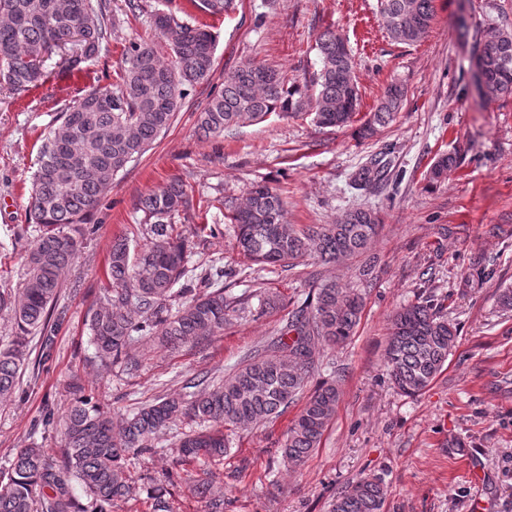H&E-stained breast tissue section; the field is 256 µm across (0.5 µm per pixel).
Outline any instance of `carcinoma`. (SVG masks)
Here are the masks:
<instances>
[{
  "instance_id": "carcinoma-1",
  "label": "carcinoma",
  "mask_w": 512,
  "mask_h": 512,
  "mask_svg": "<svg viewBox=\"0 0 512 512\" xmlns=\"http://www.w3.org/2000/svg\"><path fill=\"white\" fill-rule=\"evenodd\" d=\"M435 0H378V13L394 41H420L435 19ZM235 0H201L204 13L227 15ZM152 25L170 50L163 61L148 42L125 48L116 81L99 85L66 111L41 140L38 168L29 198L35 232L26 257L27 277L19 295L0 291V307H11L16 335L0 346V401L13 397L39 337L34 364L52 357L60 319L55 316L63 275L73 264L93 226L87 218L116 176L141 157L171 126L189 89L206 81L214 67V38L204 24L191 25L169 12L152 14ZM112 19L102 0H0V83L20 94L44 81L45 56L59 51L70 68L96 57L108 41ZM346 38L327 28L316 38L319 70L310 96L272 67L245 61L224 72V89L199 114L200 138L222 136L247 122L312 113L320 127H347L360 104L355 62ZM479 93L512 97V32L484 31V47L475 74ZM405 96L400 84L385 87L374 111L355 129L361 139L374 137L396 118ZM456 165L443 155L429 172L439 182ZM386 163L374 158L363 180L381 181ZM215 209L234 225L240 254L262 266L290 270L295 261L313 257L335 264L368 249L381 223L378 212L360 208L334 224L285 221L279 189L266 181L252 184L241 202L216 199ZM192 208L188 185L171 181L140 198L137 232L145 248L131 252L127 236L112 240L107 257L109 286L88 314L91 344L106 369L115 363L137 371L139 360L127 347L137 337L151 347L176 350L224 331L244 298L224 285V268L204 269L194 262L195 243L178 227ZM363 297L355 288L322 282L287 322L281 335L247 355L219 382L207 373L190 379L186 392L159 396L118 419L83 395L59 420L65 446L60 458L28 445L0 472V512H75L72 483L94 504V512H112L116 502L133 495L127 474L133 457L155 449L166 429L186 423L176 444L183 459H221L227 427L271 422L288 411L314 372L317 346L346 342L358 325ZM457 339V327L441 315L432 297L402 306L391 320L385 362L394 388L408 397L424 391L443 369ZM340 391L325 380L306 398L288 428L282 457L298 467L320 446L336 413ZM194 492L206 499L207 512H224V496L201 482ZM385 491L376 478L363 477L338 493L330 512H382Z\"/></svg>"
}]
</instances>
